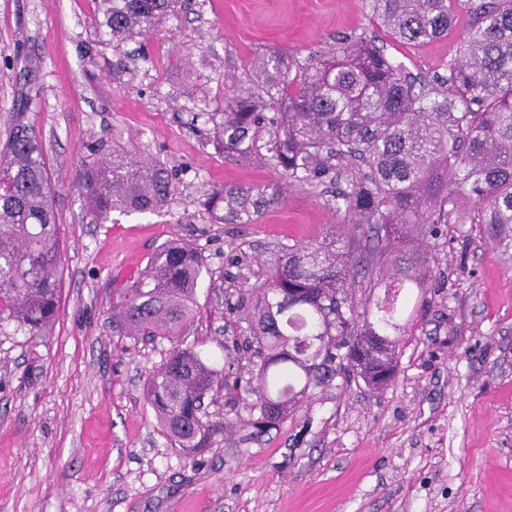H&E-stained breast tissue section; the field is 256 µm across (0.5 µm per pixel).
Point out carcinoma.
Wrapping results in <instances>:
<instances>
[{"instance_id": "obj_1", "label": "carcinoma", "mask_w": 512, "mask_h": 512, "mask_svg": "<svg viewBox=\"0 0 512 512\" xmlns=\"http://www.w3.org/2000/svg\"><path fill=\"white\" fill-rule=\"evenodd\" d=\"M101 2L97 29L117 47L159 30L184 0ZM366 5L401 46L447 37L462 10L472 21L442 74L410 72L372 35H341L302 60L255 58L248 85L231 81L224 110L205 113L224 158L262 164L290 186L328 189L329 209L345 214L319 240L281 245L261 260L256 280L232 275L257 368L246 385L233 382L252 396L241 420L248 428L276 427L338 375L373 389L394 379L406 329L401 231L425 237L438 224H484L495 247L512 250V0ZM76 186L98 224L114 211H159L175 191L164 163L120 147L84 165ZM282 196L278 186L226 185L204 191L203 205L222 224H255ZM359 231L386 242V264L363 266L351 250ZM61 264L44 150L18 126L0 153V322L46 335L59 312ZM205 268L194 247L163 246L113 303L126 335L170 344L145 397L161 433L190 458L224 432V420L209 419L202 405L228 386L188 342ZM360 277L385 282L384 296L358 299ZM374 338L382 339L378 358L361 361L356 348Z\"/></svg>"}]
</instances>
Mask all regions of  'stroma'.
<instances>
[{
	"label": "stroma",
	"instance_id": "35a3bbf8",
	"mask_svg": "<svg viewBox=\"0 0 512 512\" xmlns=\"http://www.w3.org/2000/svg\"><path fill=\"white\" fill-rule=\"evenodd\" d=\"M99 0H0V148L15 125L40 141L63 251L58 316L46 336L0 325V512H512V258L477 224L409 236L426 269L384 389L336 379L276 428L225 429L207 452L171 447L145 399L163 346L112 322L113 291L162 244L206 260L192 341L216 368L249 377L237 268L279 244L321 238L343 216L290 188L255 224H220L204 189L281 184L225 160L207 123L190 126L196 86L224 108V79L273 52L301 57L336 36L374 33L363 0H190L152 38L120 48L96 31ZM470 23L418 47L388 45L432 75ZM120 145L170 169L157 213L95 223L76 175L91 149Z\"/></svg>",
	"mask_w": 512,
	"mask_h": 512
}]
</instances>
